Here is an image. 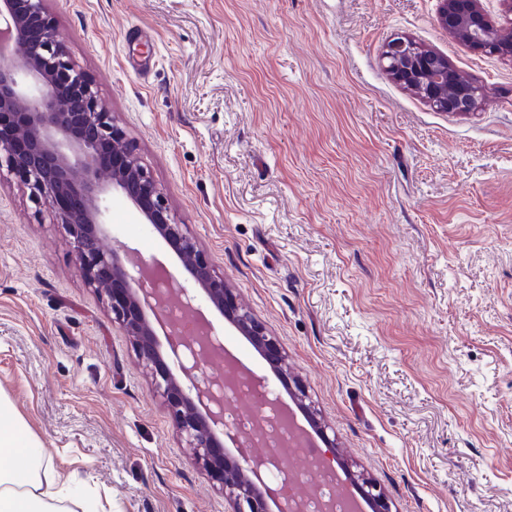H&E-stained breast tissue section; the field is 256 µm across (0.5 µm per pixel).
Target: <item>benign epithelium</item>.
Masks as SVG:
<instances>
[{
  "instance_id": "7a95c632",
  "label": "benign epithelium",
  "mask_w": 512,
  "mask_h": 512,
  "mask_svg": "<svg viewBox=\"0 0 512 512\" xmlns=\"http://www.w3.org/2000/svg\"><path fill=\"white\" fill-rule=\"evenodd\" d=\"M48 2L0 0V31L14 36L21 58L16 63L0 54V120H11L17 132L14 138L0 137V172L16 178L29 190L36 207L51 210L63 225L85 285L103 293L112 321L134 341L139 359L150 371L153 393L162 398L181 438L194 449L197 463L224 490L227 512H279L282 487L269 482L268 473L282 468L283 453L276 449L259 453L257 433L245 435L225 424L224 379L206 371L211 353L224 354L223 337L208 322L194 337L180 335L167 315V298L180 295L190 306L194 296L178 276L129 248H102L109 191L120 192L175 249L208 302L250 339L274 371L288 373L286 355L238 302L187 226L175 220L163 189L140 161L126 130L103 107L94 79L57 39ZM437 22L478 54L512 58V39L473 38L476 31L493 33L481 0H440ZM383 59L397 83L418 91L437 110L466 114L478 105V86L463 80L446 56L405 35L388 41ZM107 141L120 162L112 163L104 179L99 147ZM158 328L165 335L166 360L160 353ZM171 363L181 377L173 374ZM239 376L255 391L253 411L285 406L269 389L267 377L245 369ZM304 409L326 444L322 462L329 463L336 442L320 425L315 408L306 404ZM361 492L372 512H392L375 483L362 480Z\"/></svg>"
}]
</instances>
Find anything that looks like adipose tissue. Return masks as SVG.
Listing matches in <instances>:
<instances>
[{
	"instance_id": "1",
	"label": "adipose tissue",
	"mask_w": 512,
	"mask_h": 512,
	"mask_svg": "<svg viewBox=\"0 0 512 512\" xmlns=\"http://www.w3.org/2000/svg\"><path fill=\"white\" fill-rule=\"evenodd\" d=\"M60 480L37 442L0 402V512H54L42 490Z\"/></svg>"
}]
</instances>
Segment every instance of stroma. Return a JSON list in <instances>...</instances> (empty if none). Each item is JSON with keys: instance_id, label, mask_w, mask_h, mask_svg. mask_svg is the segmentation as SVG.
<instances>
[{"instance_id": "stroma-1", "label": "stroma", "mask_w": 512, "mask_h": 512, "mask_svg": "<svg viewBox=\"0 0 512 512\" xmlns=\"http://www.w3.org/2000/svg\"><path fill=\"white\" fill-rule=\"evenodd\" d=\"M439 0H50L177 219L276 336L349 472L395 512H512V60ZM483 89L433 109L395 35ZM150 57L146 76L128 66ZM107 243L158 258L238 365L282 385L120 193ZM0 400L66 478L59 512H225L67 234L0 181ZM437 22L448 35L484 56L512 58V39L487 42L474 39V32L485 30L493 38V22L484 12L481 0H440Z\"/></svg>"}]
</instances>
